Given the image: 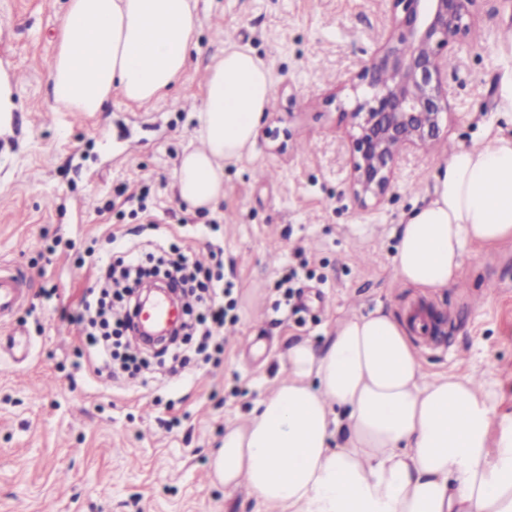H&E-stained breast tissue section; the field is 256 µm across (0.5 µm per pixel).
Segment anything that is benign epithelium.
I'll return each instance as SVG.
<instances>
[{
	"mask_svg": "<svg viewBox=\"0 0 512 512\" xmlns=\"http://www.w3.org/2000/svg\"><path fill=\"white\" fill-rule=\"evenodd\" d=\"M391 28L354 75L369 97L351 111L356 197L379 199L410 149L434 141L448 112L450 45L465 37L479 0H388Z\"/></svg>",
	"mask_w": 512,
	"mask_h": 512,
	"instance_id": "1",
	"label": "benign epithelium"
}]
</instances>
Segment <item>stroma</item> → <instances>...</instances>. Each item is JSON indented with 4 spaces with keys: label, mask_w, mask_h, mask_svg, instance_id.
<instances>
[{
    "label": "stroma",
    "mask_w": 512,
    "mask_h": 512,
    "mask_svg": "<svg viewBox=\"0 0 512 512\" xmlns=\"http://www.w3.org/2000/svg\"><path fill=\"white\" fill-rule=\"evenodd\" d=\"M66 0H0V70L22 73L9 128H0V265L32 281L28 303L0 336V512H279L246 485L209 476L227 423L244 422L284 373L294 339L323 345L336 321L413 301L443 316L440 344L418 347L427 377L482 375L512 415V242L466 247L462 285L427 293L394 277L400 224L437 167L460 145L505 126L496 110V47L512 31V0H480L444 80L451 109L436 147L406 153L386 196L350 190V79L389 29L384 0H199L191 65L146 105L113 94L105 111H65L48 62ZM271 70L273 103L251 153L224 169V198L189 212L173 188L195 141L201 77L229 45ZM161 238L211 266L223 250L239 319L224 329L219 365L190 363L162 386L88 371L69 316L109 236ZM297 267L298 294L278 311V283Z\"/></svg>",
    "instance_id": "35a3bbf8"
}]
</instances>
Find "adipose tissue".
<instances>
[{"label":"adipose tissue","instance_id":"adipose-tissue-1","mask_svg":"<svg viewBox=\"0 0 512 512\" xmlns=\"http://www.w3.org/2000/svg\"><path fill=\"white\" fill-rule=\"evenodd\" d=\"M197 29V0H67L48 65L55 102L88 113L116 91L139 104L164 95L189 67ZM272 92L270 69L246 48L207 69L199 145L175 171L180 202L202 211L223 200L224 168L250 153ZM509 239L512 134L449 153L403 220L395 277L455 288L466 245ZM285 365L244 423L224 429L225 486L246 484L284 512H512V416H497L476 376L425 379L390 311L340 319L320 347L292 342Z\"/></svg>","mask_w":512,"mask_h":512}]
</instances>
